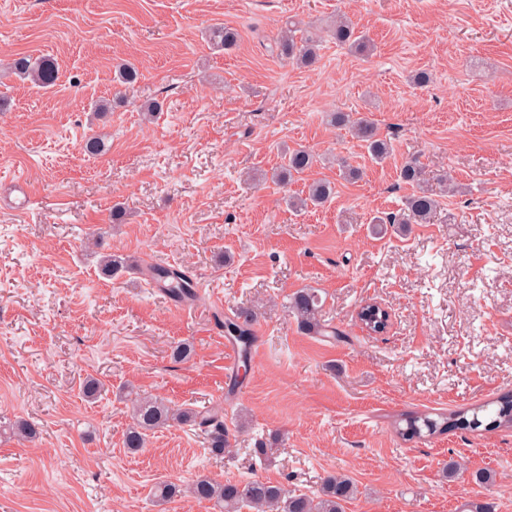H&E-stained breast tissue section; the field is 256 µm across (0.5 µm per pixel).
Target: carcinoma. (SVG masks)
<instances>
[{
  "instance_id": "carcinoma-1",
  "label": "carcinoma",
  "mask_w": 512,
  "mask_h": 512,
  "mask_svg": "<svg viewBox=\"0 0 512 512\" xmlns=\"http://www.w3.org/2000/svg\"><path fill=\"white\" fill-rule=\"evenodd\" d=\"M332 35L336 42L347 44L361 53L372 50L370 42L356 35L351 24L344 18L336 20ZM317 37L296 25L285 28L277 42L278 55L303 67H311L318 60ZM12 73L40 87H49L56 81V71L52 62L45 58L22 55L15 58ZM332 125L344 127L365 143L372 158L386 160L392 152L389 140L379 137L372 120L359 113L334 112L330 115ZM314 163L313 155L304 149L288 153L282 168L274 177L282 182L291 180L309 170ZM400 180L414 188L405 201L403 216L380 217L376 224H392L405 231L411 223L426 224L437 207V200L423 185L424 171L416 158H411L402 166ZM333 193L331 183L315 179L307 185L305 196L288 198V205L303 209L310 204H323ZM100 270L107 277L119 276L127 267L128 261L117 254H104ZM150 278L161 283L165 292L176 302L191 301L196 292L190 275L179 268H151ZM288 308L301 331L308 335L328 334L341 340L345 334L338 328L325 329L322 319L321 297L313 288H301L294 292ZM256 313L251 309H241L234 316H226L221 321L224 333L241 344L240 358L249 360L253 341L252 325ZM131 427L124 435V446L135 452L144 447L149 434L171 424L187 426L203 433L208 441V451L213 456H222L231 446L229 432L224 423V409L211 407L207 410L173 407L160 398L138 397L132 402ZM395 433L404 441H422L451 431L475 432L479 430L512 429V393H504L494 400L471 407L442 412H409L399 415L393 422ZM354 494L351 479L345 474H330L324 478L315 493L296 494L288 491L280 483L256 477L247 482H219L208 476H199L186 486L173 482H161L153 489L156 503L164 504L178 496H190L199 501H209L219 512H345L346 504Z\"/></svg>"
}]
</instances>
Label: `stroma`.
<instances>
[{
  "instance_id": "1",
  "label": "stroma",
  "mask_w": 512,
  "mask_h": 512,
  "mask_svg": "<svg viewBox=\"0 0 512 512\" xmlns=\"http://www.w3.org/2000/svg\"><path fill=\"white\" fill-rule=\"evenodd\" d=\"M340 14L371 54L331 38ZM291 20L323 38L312 67L278 55ZM217 26L238 31L234 49L213 44ZM21 54L51 60L55 84L12 74ZM123 62L139 71L126 87L112 81ZM1 97L0 512H214L188 497L157 505L152 488L260 476L310 493L333 472L357 487L345 512H459L468 500L512 512V432L406 442L391 427L512 391V0H0ZM147 102L162 106L150 120ZM338 110L371 118L392 156L374 163L328 125ZM287 147L316 162L284 186L267 174ZM413 157L462 193L439 195L431 223L409 233H373V217L402 212L412 188L398 170ZM340 158L361 178L344 179ZM318 178L331 199L291 210ZM98 231L102 247L85 248ZM104 250L131 271L103 276ZM150 263L206 289L188 304L148 290L138 268ZM305 287L346 341L300 332L288 298ZM368 302L389 311L386 332L360 324ZM242 308L258 332L240 377L216 319ZM180 342L191 358H172ZM91 377L103 388L89 401ZM136 393L221 404L229 453L179 426L128 453ZM20 420L34 440L11 438ZM452 459L466 472L449 481ZM478 470L493 482H473Z\"/></svg>"
}]
</instances>
